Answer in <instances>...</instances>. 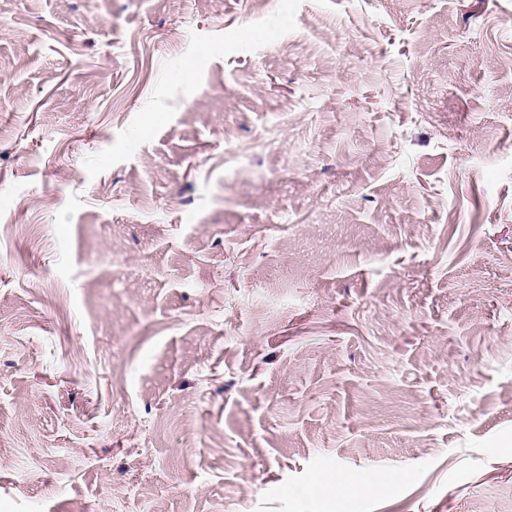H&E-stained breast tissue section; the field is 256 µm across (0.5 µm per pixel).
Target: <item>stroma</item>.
Segmentation results:
<instances>
[{
	"label": "stroma",
	"instance_id": "35a3bbf8",
	"mask_svg": "<svg viewBox=\"0 0 512 512\" xmlns=\"http://www.w3.org/2000/svg\"><path fill=\"white\" fill-rule=\"evenodd\" d=\"M265 2L0 0V512H512V0Z\"/></svg>",
	"mask_w": 512,
	"mask_h": 512
}]
</instances>
